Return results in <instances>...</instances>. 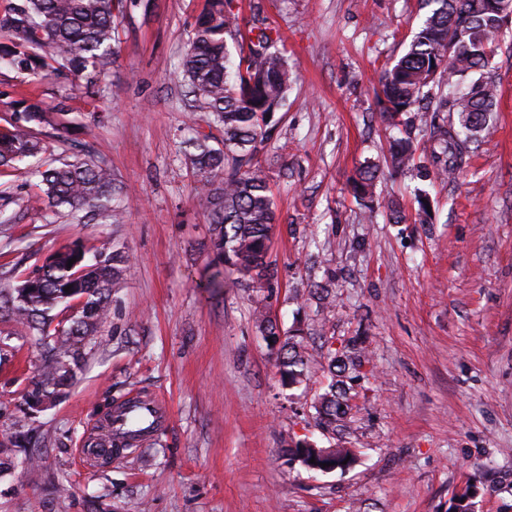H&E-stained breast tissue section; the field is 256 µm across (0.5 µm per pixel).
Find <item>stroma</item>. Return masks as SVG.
<instances>
[{
    "instance_id": "35a3bbf8",
    "label": "stroma",
    "mask_w": 512,
    "mask_h": 512,
    "mask_svg": "<svg viewBox=\"0 0 512 512\" xmlns=\"http://www.w3.org/2000/svg\"><path fill=\"white\" fill-rule=\"evenodd\" d=\"M203 0H152L127 15L103 103L84 107L70 79L82 151L129 187L122 223L74 224L32 209L35 178L0 173L14 201L0 224V289L74 242L134 254L109 312L81 349L82 367L51 406L19 410L36 376L39 338L0 313V512H448L476 483V512H512V24L490 75L497 101L478 148L452 181L426 183L436 221L414 223L411 173L386 169L397 131L373 88L402 56L421 0H238L243 28H275L292 86L261 161L277 210L272 288L197 283L211 260L204 200L182 154L186 105L179 63ZM58 80L0 69V120L15 100L52 101ZM381 166L385 211L366 216L348 181ZM334 279L330 302L311 284ZM264 307L302 329L308 379L282 389L255 326ZM362 335L370 359L348 381L350 430L317 426L328 349ZM134 391L162 395L166 427L93 467L78 454L91 424ZM344 445L356 460L314 474L289 461L287 440Z\"/></svg>"
}]
</instances>
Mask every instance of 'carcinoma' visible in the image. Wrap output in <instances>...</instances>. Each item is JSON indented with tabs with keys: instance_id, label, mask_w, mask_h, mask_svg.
<instances>
[{
	"instance_id": "1",
	"label": "carcinoma",
	"mask_w": 512,
	"mask_h": 512,
	"mask_svg": "<svg viewBox=\"0 0 512 512\" xmlns=\"http://www.w3.org/2000/svg\"><path fill=\"white\" fill-rule=\"evenodd\" d=\"M428 15L408 48L386 68L376 91L381 115L398 129L390 148L394 171L415 170L429 176L427 163L446 178L460 169L479 141L495 106V85L489 77L498 50L502 17L491 0H424ZM151 0H11L0 12V66H8L36 82L48 77L86 78L84 101L99 108L95 87L109 72L120 44L118 15L148 11ZM247 42L240 41L239 12L234 0H204L189 37L181 68L191 97L190 107L206 117L211 130L202 133L188 125L186 159L192 167L212 224L209 249L213 269L205 288L228 284L243 288H271L276 266L267 261L270 231L277 222L275 205L258 156L272 138L274 113L284 102L291 73L277 44L278 32L253 27ZM443 68L447 93L432 100L434 74ZM446 113L440 117V113ZM48 126L59 143L70 140L71 125L63 103L49 108L35 98L14 103L0 128V168H16L29 159L39 162L33 176L39 193L27 203L52 211L67 210L76 220L83 212H97L120 223L122 209L114 196L125 192L110 169L89 159L60 162L51 157L39 136ZM379 168L362 167L351 180L354 196L368 212L374 210V188ZM424 190H417L419 224L433 223ZM72 266H67L70 259ZM132 255L120 247L102 259L90 260L78 243L51 254L35 272L10 292H0V308L25 321L40 336L43 348L39 377L22 396V408L31 400L47 398L72 379L82 360L80 345L96 332L108 314L112 285L132 267ZM70 287L64 291V287ZM264 336H285L277 351L283 386L301 385L308 359L293 337L283 333L266 312L255 310ZM331 382L314 405L315 420L325 430L351 429V407L342 389L346 371L366 362L356 341L344 352H329ZM294 458H315L343 466L352 449L326 452L305 441L288 448Z\"/></svg>"
}]
</instances>
